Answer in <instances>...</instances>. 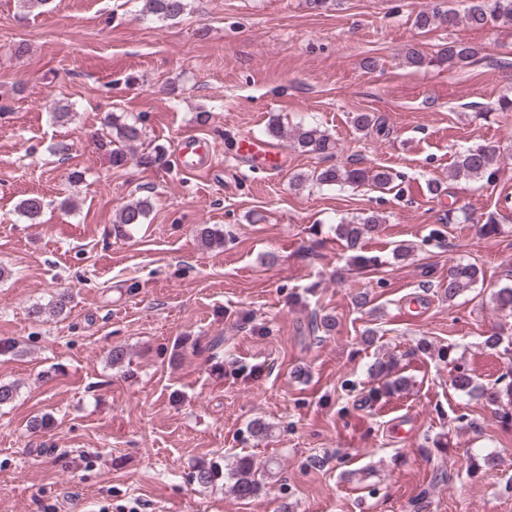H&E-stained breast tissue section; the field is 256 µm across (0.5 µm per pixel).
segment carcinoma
I'll return each instance as SVG.
<instances>
[{
  "instance_id": "cac0c4a2",
  "label": "carcinoma",
  "mask_w": 512,
  "mask_h": 512,
  "mask_svg": "<svg viewBox=\"0 0 512 512\" xmlns=\"http://www.w3.org/2000/svg\"><path fill=\"white\" fill-rule=\"evenodd\" d=\"M141 15L155 17L162 21H175L179 19L188 8V0H141ZM466 25L480 28L488 21L494 20L501 25L512 26V0H472L463 16H458L450 9L442 8L441 4L434 3L420 10L414 18V26L426 29L435 24L455 26L459 21ZM478 55V49L463 42H450L435 57L436 62L450 66H463L470 63ZM108 126L115 132L112 149V165L121 167L127 163L129 157L134 155V146L141 143L145 135L143 126L136 121L128 122L120 115H112ZM356 130L369 135L384 134L387 131L383 118L371 112H360L354 119ZM267 134L280 139L287 137L293 147L300 152H317L330 154L334 143L330 136L316 126L298 124L285 132L279 120H272L267 126ZM166 150L157 145L153 151L143 153L136 158L141 166L152 167L165 161ZM496 153L487 146H472L461 150L453 164V177L473 180H484L491 183L496 176ZM315 181L326 186H353L370 183L379 189L386 190L391 187L394 176L385 167H362L351 163L342 167L330 165L313 172ZM18 210L28 219L35 220L41 217L45 209V201L38 195H32L22 199ZM152 209L151 199L140 197L124 204L119 210L113 232L117 238L127 237L132 229L144 223ZM384 218L378 214L370 213L356 221L340 222L336 224V238L343 243L345 248L352 252L349 262L354 267L365 268L378 264L377 257L365 255L361 243L373 238L378 232ZM483 277L481 269L470 263L458 261L448 268L447 281L440 284L442 294L448 300L455 299L461 292L472 287ZM72 295L63 290L52 297L48 306H35L31 309V315L39 318L47 312L55 316L63 315L70 307ZM396 362L392 360L377 361L370 366V373L375 377L384 379V386L398 390L405 385L406 379L402 376H394ZM455 389L471 394L477 390L470 376L459 372L452 380ZM479 391V390H477ZM490 406L500 404V393L496 391H479ZM229 476L232 481L231 492L239 498H252L260 488L258 480V467L256 462L248 456L236 460L230 472L225 474L222 469L211 463H200L195 467L191 478L202 486H210L220 481L224 476Z\"/></svg>"
}]
</instances>
